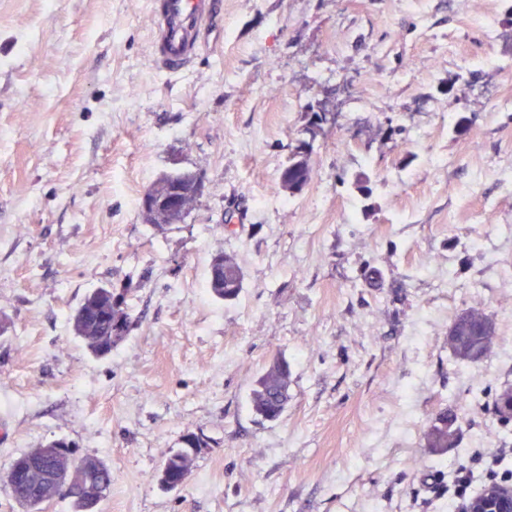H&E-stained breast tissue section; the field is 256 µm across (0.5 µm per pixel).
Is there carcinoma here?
Here are the masks:
<instances>
[{
  "mask_svg": "<svg viewBox=\"0 0 512 512\" xmlns=\"http://www.w3.org/2000/svg\"><path fill=\"white\" fill-rule=\"evenodd\" d=\"M288 178V188L298 184L308 185L313 178L310 156L292 151L288 164L282 169L280 178ZM244 283V272L237 259L227 253H218L212 258L207 288L221 300H233L240 294ZM129 288H95L89 292L70 318L73 334L80 338L87 349L97 357L112 352L119 343L115 336H125L133 320L127 304ZM448 335L455 358L463 363H478L491 352L496 337L494 322L480 309L470 308L461 312L454 320ZM291 373L288 362L282 358L267 367L257 378L251 392L253 412L265 420H276L283 413L289 399ZM454 420L443 411L424 433L427 447L446 448L457 441ZM184 448L170 456L164 463L166 471L173 474L191 469L194 449L201 447L200 438L194 433L183 437ZM112 486V471L98 460L85 475V490L81 497L72 501L74 512H96Z\"/></svg>",
  "mask_w": 512,
  "mask_h": 512,
  "instance_id": "carcinoma-1",
  "label": "carcinoma"
}]
</instances>
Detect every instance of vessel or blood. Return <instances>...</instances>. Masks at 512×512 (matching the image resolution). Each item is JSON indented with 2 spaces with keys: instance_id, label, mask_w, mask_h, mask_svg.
Masks as SVG:
<instances>
[{
  "instance_id": "vessel-or-blood-1",
  "label": "vessel or blood",
  "mask_w": 512,
  "mask_h": 512,
  "mask_svg": "<svg viewBox=\"0 0 512 512\" xmlns=\"http://www.w3.org/2000/svg\"><path fill=\"white\" fill-rule=\"evenodd\" d=\"M149 12L157 68L181 73L193 64L203 31L217 18L216 0H149Z\"/></svg>"
}]
</instances>
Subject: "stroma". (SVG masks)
<instances>
[{
  "mask_svg": "<svg viewBox=\"0 0 512 512\" xmlns=\"http://www.w3.org/2000/svg\"><path fill=\"white\" fill-rule=\"evenodd\" d=\"M223 2L166 77L146 0H0V476L62 440L112 470L97 512H448L449 472L499 448L512 471L491 396L512 385V0ZM174 170L203 189L159 231L140 197ZM219 252L232 301L207 288ZM126 284L136 324L95 357L69 316ZM471 307L496 325L476 364L448 345ZM277 356L269 421L250 393ZM288 173V190L293 191L297 184L307 186L313 178V169L310 165V155L296 151V146L291 152L288 159V164L282 169L279 179V188L281 189V180L287 176ZM289 195L295 196L293 193ZM224 263L218 262L221 258ZM244 283V272L237 259L227 253L216 254L211 261L207 288L221 300H233L240 294ZM291 373L288 362L278 357L257 378L251 392L253 412L265 420H275L283 413L289 399ZM454 420L448 419V411L440 412L434 422L424 433L427 448H448L457 441V431L453 428ZM184 448L170 456L164 466L166 471L173 474L181 473L183 471H190L193 457L195 455L191 448H201L200 438L194 433H187L183 437ZM190 446V447H189Z\"/></svg>",
  "mask_w": 512,
  "mask_h": 512,
  "instance_id": "obj_1",
  "label": "stroma"
}]
</instances>
